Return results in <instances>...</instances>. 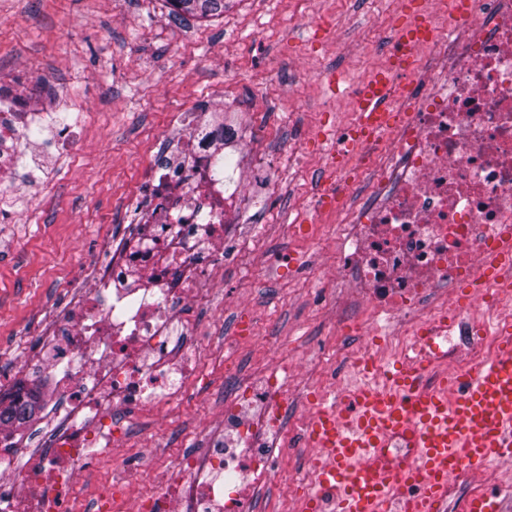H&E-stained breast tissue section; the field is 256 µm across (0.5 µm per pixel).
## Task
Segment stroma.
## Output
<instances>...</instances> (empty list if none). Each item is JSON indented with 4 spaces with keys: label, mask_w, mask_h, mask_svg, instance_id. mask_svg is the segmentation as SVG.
I'll list each match as a JSON object with an SVG mask.
<instances>
[{
    "label": "stroma",
    "mask_w": 512,
    "mask_h": 512,
    "mask_svg": "<svg viewBox=\"0 0 512 512\" xmlns=\"http://www.w3.org/2000/svg\"><path fill=\"white\" fill-rule=\"evenodd\" d=\"M426 0H230L223 15L175 24L166 0H0V87L38 98L57 90L67 107L41 125L39 160L19 155L13 190L0 198V397L31 388L21 364L71 294L89 287L105 241L134 240L124 201L148 163L146 146L171 129L176 112L230 125L249 172L241 223L225 232L217 306L201 310L202 360H227L213 388L130 419L118 453L132 463L136 495L169 492L158 476L182 453L203 448L224 398L259 380L279 340L295 368L288 427L308 415L305 396L326 363H352L358 341L336 333L339 297L322 263L334 233L321 215L316 186L330 145L323 130L348 117L341 95L317 88L316 71L336 52V22L349 18L365 36L344 66L360 75L384 54L372 30L393 13ZM79 133L59 155L60 134ZM276 157L257 168L258 155ZM258 243L254 251L242 241ZM240 342H225L223 322ZM304 451L283 448L258 512H286L288 481Z\"/></svg>",
    "instance_id": "obj_1"
}]
</instances>
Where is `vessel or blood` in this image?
<instances>
[{
  "label": "vessel or blood",
  "mask_w": 512,
  "mask_h": 512,
  "mask_svg": "<svg viewBox=\"0 0 512 512\" xmlns=\"http://www.w3.org/2000/svg\"><path fill=\"white\" fill-rule=\"evenodd\" d=\"M434 32L429 16L419 11L401 21L395 70L375 74L364 88L357 137L338 150L337 166H345L361 142L393 123L388 110L396 89L393 75L414 69L418 48ZM392 433L407 436L417 450L407 467L388 466L379 456ZM307 445L318 449L319 462L306 512H321L328 496L335 512H392L400 488L409 484L418 492L399 512H437L448 478L460 464L512 460V324L500 328L491 357L474 376L426 387L416 369L397 371L387 381L366 375L364 387L343 406L315 413Z\"/></svg>",
  "instance_id": "b4317fda"
}]
</instances>
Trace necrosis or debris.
Instances as JSON below:
<instances>
[{
    "mask_svg": "<svg viewBox=\"0 0 512 512\" xmlns=\"http://www.w3.org/2000/svg\"><path fill=\"white\" fill-rule=\"evenodd\" d=\"M392 109L388 136L360 150L359 177L322 186L345 200L329 269L363 310L336 330L359 334L358 358L377 370L472 375L494 349L478 315H512L487 275L512 252V0H481L473 18L424 44ZM176 123L190 132L185 154L151 152L133 194L137 246L107 243L91 288L71 300L28 366L59 379L30 453L0 433V512H64L91 449L116 445L103 419L209 384L195 313L214 299L236 185L215 165L222 132L196 127L191 112ZM463 282L475 290L471 305L431 300L434 289ZM292 375L278 358L260 382H245L206 448L163 470L171 493L132 498L113 458L117 477L99 488L96 512H250L252 491L273 475L271 456L251 441L281 434Z\"/></svg>",
    "mask_w": 512,
    "mask_h": 512,
    "instance_id": "necrosis-or-debris-1",
    "label": "necrosis or debris"
}]
</instances>
